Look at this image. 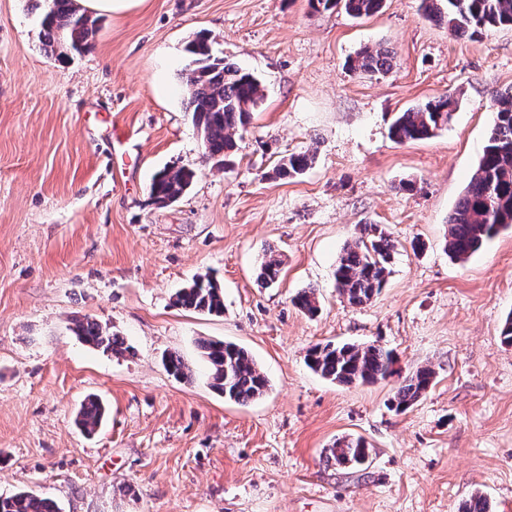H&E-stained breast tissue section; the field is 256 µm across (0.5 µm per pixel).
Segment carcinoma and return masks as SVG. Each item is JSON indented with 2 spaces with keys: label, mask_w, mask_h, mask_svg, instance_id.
<instances>
[{
  "label": "carcinoma",
  "mask_w": 512,
  "mask_h": 512,
  "mask_svg": "<svg viewBox=\"0 0 512 512\" xmlns=\"http://www.w3.org/2000/svg\"><path fill=\"white\" fill-rule=\"evenodd\" d=\"M383 0H309L315 10L342 9L354 18L378 12ZM424 15L444 25L453 36L482 34L498 28H512V0H421ZM41 9L43 46L52 52L80 51L93 37L95 21L81 12L76 0H38ZM186 51L190 61L185 84L192 119L201 134L204 155L224 165L241 148L252 112L263 100L260 78L224 62L213 54L208 39L200 36ZM394 54L387 49L364 48L347 60V68L360 75L386 73L392 68ZM454 98L445 95L399 112L389 126V136L396 143L432 137L448 126ZM496 114L482 157L464 194L448 217L445 249L450 260L466 262L500 231L512 228V90L497 94L492 100ZM313 163L308 152L282 156L274 169L279 179L303 175ZM192 182V173L184 168L168 167L158 172L150 196L160 204L180 198ZM396 244L380 224H365L360 236L346 245L336 264L335 280L339 295L354 306L369 302L387 282ZM281 261L272 254L265 256L258 277L267 287L281 277ZM308 314H315L318 300L315 290L304 289L293 299ZM175 304L188 310L218 315L224 313V292L208 276H200L175 296ZM75 334L83 342L105 352L122 355L130 350L125 339L109 327L92 320L75 323ZM202 357L210 368V387L224 399L245 405L263 397L269 380L253 357L243 348L224 341H200ZM393 351L379 345L360 346L328 342L312 346L307 365L316 374L338 384H373L393 373ZM435 380V371L421 366L403 380L392 403L404 412L423 398ZM105 406L97 396L82 405L77 423L88 433L101 424ZM326 458L337 464L359 466L370 448L357 438H340L326 449ZM0 512H60L52 500L21 492L0 497Z\"/></svg>",
  "instance_id": "obj_1"
}]
</instances>
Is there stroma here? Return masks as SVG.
Returning <instances> with one entry per match:
<instances>
[{"instance_id":"stroma-1","label":"stroma","mask_w":512,"mask_h":512,"mask_svg":"<svg viewBox=\"0 0 512 512\" xmlns=\"http://www.w3.org/2000/svg\"><path fill=\"white\" fill-rule=\"evenodd\" d=\"M419 7L384 0L355 19L309 0H147L97 16L86 48L60 59L33 0H0V496L61 512H461L478 494L512 512V229L463 263L445 251L491 99L512 88V29L455 37ZM201 32L264 86L228 169L204 159L187 109L185 46ZM365 47L394 51L392 69L348 71ZM443 95L458 101L446 128L390 139L396 113ZM293 152L315 154L312 168L271 178ZM171 166L194 178L156 205L150 182ZM365 224L398 245L385 287L356 307L334 269ZM272 251L284 265L268 288L258 267ZM205 274L223 314L174 306ZM306 288L313 315L293 303ZM84 318L129 352L84 344ZM203 339L245 348L268 393L225 401ZM327 342L392 350L395 372L336 384L306 364ZM170 354L190 378L166 371ZM420 366L434 386L396 412ZM92 394L106 415L89 435L76 417ZM343 436L365 439L366 465L326 461ZM0 512H60V508L51 499L21 492L0 497Z\"/></svg>"}]
</instances>
